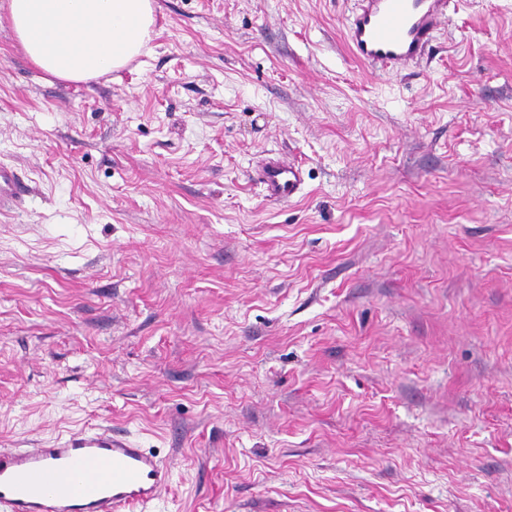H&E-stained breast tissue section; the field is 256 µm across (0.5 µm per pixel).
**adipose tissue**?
<instances>
[{
	"label": "adipose tissue",
	"instance_id": "obj_1",
	"mask_svg": "<svg viewBox=\"0 0 512 512\" xmlns=\"http://www.w3.org/2000/svg\"><path fill=\"white\" fill-rule=\"evenodd\" d=\"M0 16L35 66L74 82L125 66L155 26L153 0H0Z\"/></svg>",
	"mask_w": 512,
	"mask_h": 512
}]
</instances>
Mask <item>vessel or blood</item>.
Wrapping results in <instances>:
<instances>
[{"label": "vessel or blood", "mask_w": 512, "mask_h": 512, "mask_svg": "<svg viewBox=\"0 0 512 512\" xmlns=\"http://www.w3.org/2000/svg\"><path fill=\"white\" fill-rule=\"evenodd\" d=\"M450 0H360L346 36L355 58L403 71L430 50ZM267 199L291 200L302 172L273 160L257 174ZM171 478L146 448L106 430L69 434L57 446L0 451V512H136Z\"/></svg>", "instance_id": "b4317fda"}]
</instances>
